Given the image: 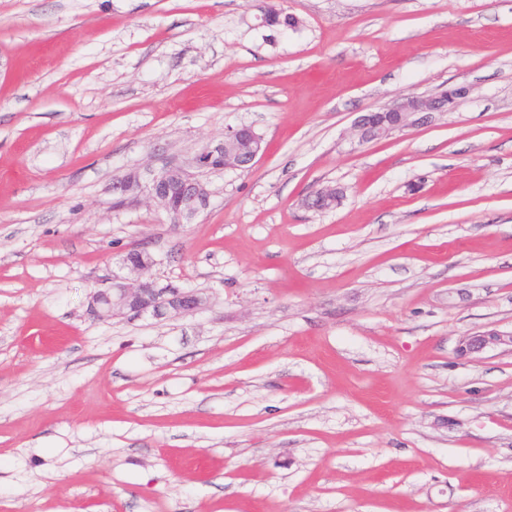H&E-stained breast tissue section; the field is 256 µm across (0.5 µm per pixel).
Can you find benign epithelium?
Returning <instances> with one entry per match:
<instances>
[{"label":"benign epithelium","mask_w":512,"mask_h":512,"mask_svg":"<svg viewBox=\"0 0 512 512\" xmlns=\"http://www.w3.org/2000/svg\"><path fill=\"white\" fill-rule=\"evenodd\" d=\"M469 93L465 86L453 87L429 96L406 97L363 113L351 125L350 144L363 146L396 132L428 126ZM242 137L250 141L245 153L234 147V142ZM262 143L260 134L242 126L222 139L209 141L187 162H165L143 172L136 169L125 173L112 184V192L127 205L145 204L165 213L172 224H188L209 205L210 192L199 175L251 166L262 152ZM344 194L341 186H326L317 191L326 210L339 205ZM155 264L156 259L146 246L131 248L122 259L127 276H114L108 287L91 293L87 313L101 322L123 316L166 319L191 315L206 306L207 298L197 292L157 287L151 274ZM490 350L512 353V331L488 329L463 337L457 346V353L463 358Z\"/></svg>","instance_id":"obj_1"}]
</instances>
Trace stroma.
<instances>
[{
  "instance_id": "35a3bbf8",
  "label": "stroma",
  "mask_w": 512,
  "mask_h": 512,
  "mask_svg": "<svg viewBox=\"0 0 512 512\" xmlns=\"http://www.w3.org/2000/svg\"><path fill=\"white\" fill-rule=\"evenodd\" d=\"M452 86L352 147L357 113ZM243 124L263 155L204 173L193 223L113 207ZM142 242L208 307L90 318ZM492 328L512 0H0V512H512V354H456ZM469 93L468 87H453L440 90L429 96L406 97L391 105H384L360 114L351 125L350 143L356 148L374 140L388 138L395 132L428 126L439 115L452 109L459 99L466 97ZM380 112H399L401 114L400 123L393 129L384 127L377 121V115ZM345 194V189L341 186H326L318 189L317 196L324 200L325 206L321 203L320 199L314 195V192L306 196L304 205L312 210L331 209L341 202Z\"/></svg>"
}]
</instances>
